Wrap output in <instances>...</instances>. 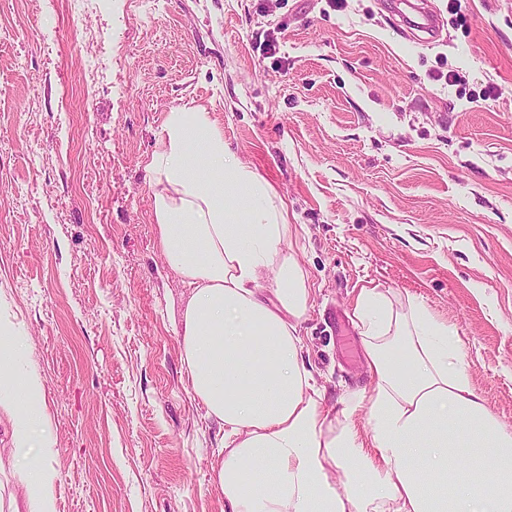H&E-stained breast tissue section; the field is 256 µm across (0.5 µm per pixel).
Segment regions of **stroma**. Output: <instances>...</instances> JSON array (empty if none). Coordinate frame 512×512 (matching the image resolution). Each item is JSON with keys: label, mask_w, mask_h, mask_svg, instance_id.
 I'll use <instances>...</instances> for the list:
<instances>
[{"label": "stroma", "mask_w": 512, "mask_h": 512, "mask_svg": "<svg viewBox=\"0 0 512 512\" xmlns=\"http://www.w3.org/2000/svg\"><path fill=\"white\" fill-rule=\"evenodd\" d=\"M386 2L0 0V319L45 384L58 512H225L148 173L179 108L287 204L326 410L374 385L373 288L448 324L512 430V0H428L430 43Z\"/></svg>", "instance_id": "35a3bbf8"}]
</instances>
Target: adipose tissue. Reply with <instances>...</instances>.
<instances>
[{
  "label": "adipose tissue",
  "instance_id": "ef3b65f1",
  "mask_svg": "<svg viewBox=\"0 0 512 512\" xmlns=\"http://www.w3.org/2000/svg\"><path fill=\"white\" fill-rule=\"evenodd\" d=\"M158 242L189 298L178 331L192 393L224 429L211 483L228 512H512V432L476 393L464 355L422 303L393 310L362 289L353 315L375 386L370 442L324 412L299 362L309 277L286 242V208L230 152L205 113H170L149 166ZM271 287H263V280ZM0 324V413L15 491L0 512H56L42 380ZM476 464L469 473L455 464ZM342 471L343 486L329 480Z\"/></svg>",
  "mask_w": 512,
  "mask_h": 512
}]
</instances>
